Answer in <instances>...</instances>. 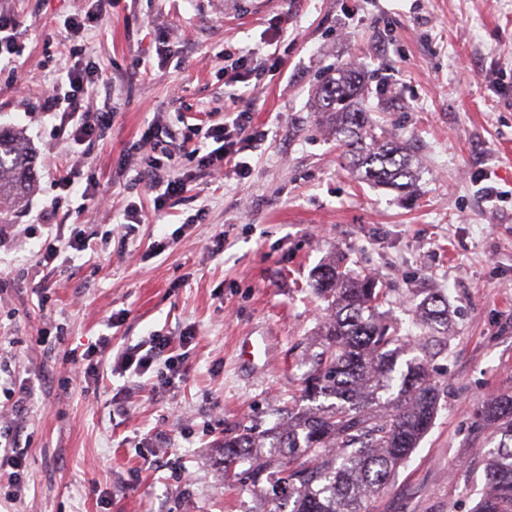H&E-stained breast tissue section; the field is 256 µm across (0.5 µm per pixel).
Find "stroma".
Masks as SVG:
<instances>
[{"label":"stroma","mask_w":512,"mask_h":512,"mask_svg":"<svg viewBox=\"0 0 512 512\" xmlns=\"http://www.w3.org/2000/svg\"><path fill=\"white\" fill-rule=\"evenodd\" d=\"M0 16L18 21L23 48L0 69V124L38 157L34 191L0 224V373L33 387L22 415L0 395L30 477L0 512H253L252 487L224 476V437L300 404L325 316L310 278L333 257L379 275L405 334L421 333L413 300L444 295L452 315L428 362L433 423L371 512H473L495 444L478 406L512 395V0H0ZM73 18L89 27L67 48ZM221 52L244 57L246 122L266 132L243 177L209 173L153 132L182 135L230 107ZM76 58L102 73L82 109H114L77 151L41 108ZM346 65L377 124L411 148L417 196L356 180L317 124L315 92ZM164 151L189 179L160 217L148 171ZM73 167L92 200L61 190ZM487 185L506 200L486 201ZM130 205L143 221L127 229ZM51 223L89 247L41 269ZM189 329L196 345L163 397L106 365L75 372L102 334L118 351ZM260 334L274 352L253 365L242 344Z\"/></svg>","instance_id":"1"}]
</instances>
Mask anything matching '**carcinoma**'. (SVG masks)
I'll return each instance as SVG.
<instances>
[{
	"mask_svg": "<svg viewBox=\"0 0 512 512\" xmlns=\"http://www.w3.org/2000/svg\"><path fill=\"white\" fill-rule=\"evenodd\" d=\"M317 110L359 179L402 192L414 187L413 156L376 133L353 67L328 77ZM35 183V155L23 132L1 125L0 224ZM312 291L328 314L303 378L301 398L310 406L289 409L270 428L224 436V468L248 464L243 473L264 498L261 512H369L368 501L387 488L437 412L438 381L414 352H430L436 326H448V299L417 304L425 331L408 336L382 311L387 292L370 273L329 261L314 270ZM478 414L499 439L486 458L488 490L476 512H512V396L484 402Z\"/></svg>",
	"mask_w": 512,
	"mask_h": 512,
	"instance_id": "1",
	"label": "carcinoma"
}]
</instances>
